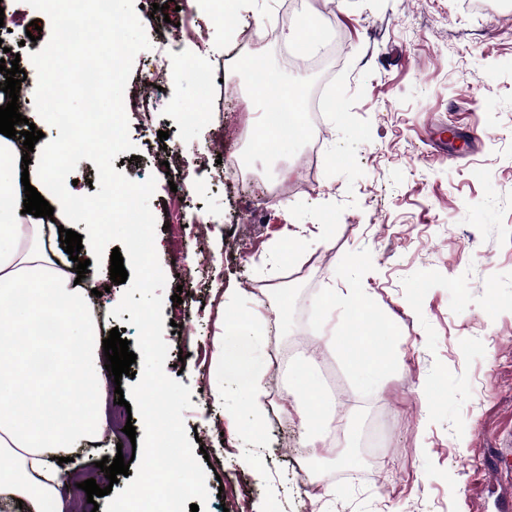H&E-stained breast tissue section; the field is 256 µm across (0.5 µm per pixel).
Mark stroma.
I'll return each instance as SVG.
<instances>
[{
	"label": "stroma",
	"mask_w": 512,
	"mask_h": 512,
	"mask_svg": "<svg viewBox=\"0 0 512 512\" xmlns=\"http://www.w3.org/2000/svg\"><path fill=\"white\" fill-rule=\"evenodd\" d=\"M133 0L150 47L131 79L159 51L157 31L177 25L165 90L150 124L128 112L135 153L113 167L157 180L150 201L163 292L164 369L191 390L184 413L209 459L206 512H498L512 499V9L463 0H324L334 39L313 29L322 70L288 67L275 40L235 55L253 25L292 10L301 29L308 0ZM22 23L10 36L29 69L51 36L49 17L7 0ZM207 22L206 39L185 35ZM37 23L29 41L24 26ZM230 57L223 86L202 90L197 60ZM261 66L289 93L328 88L318 158L306 144L278 162L254 148L255 184L222 171L241 151L232 134L249 111V73ZM183 143L180 219L159 164L158 131ZM287 179L276 205H259L267 183ZM260 285L261 295L250 293ZM194 295L184 320L172 295ZM125 287L90 300L105 330L137 351L129 314L113 317ZM335 294L336 305L322 300ZM382 324L381 356L361 343ZM259 315L264 425L252 433L241 393L210 368L213 339L233 316ZM223 385V406L207 391ZM270 446L263 467L247 463Z\"/></svg>",
	"instance_id": "35a3bbf8"
}]
</instances>
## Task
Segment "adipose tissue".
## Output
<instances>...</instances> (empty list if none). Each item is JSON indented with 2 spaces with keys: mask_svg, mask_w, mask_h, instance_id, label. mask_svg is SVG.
I'll use <instances>...</instances> for the list:
<instances>
[{
  "mask_svg": "<svg viewBox=\"0 0 512 512\" xmlns=\"http://www.w3.org/2000/svg\"><path fill=\"white\" fill-rule=\"evenodd\" d=\"M278 91L273 81L255 86L251 101L261 108L255 136L276 144L299 141L298 130L271 120ZM24 152L22 140L0 134V457L10 460L0 468V498L22 500L29 512H51L70 478L62 457L104 442L97 412L104 394L100 328L83 313L87 295L101 281L93 274L78 278L74 262L56 246L57 227L25 213L16 167ZM47 314L66 346L54 351L52 371L39 376L26 338ZM260 330L250 319L237 322L234 339L216 337L214 363L238 386L257 425L264 419V367L252 354V342Z\"/></svg>",
  "mask_w": 512,
  "mask_h": 512,
  "instance_id": "obj_1",
  "label": "adipose tissue"
}]
</instances>
